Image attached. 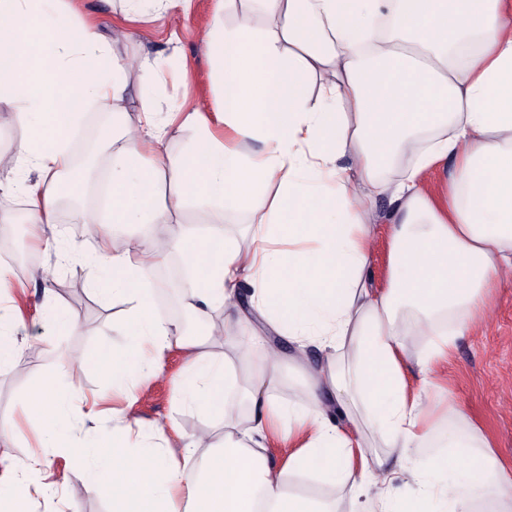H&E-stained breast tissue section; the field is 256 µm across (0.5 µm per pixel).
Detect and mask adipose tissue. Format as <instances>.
I'll use <instances>...</instances> for the list:
<instances>
[{
    "label": "adipose tissue",
    "instance_id": "adipose-tissue-1",
    "mask_svg": "<svg viewBox=\"0 0 512 512\" xmlns=\"http://www.w3.org/2000/svg\"><path fill=\"white\" fill-rule=\"evenodd\" d=\"M78 0H0V109L28 129L0 164L35 170L21 180L24 217L39 242L63 260L90 269L96 294L122 299L129 345L104 350L99 363L113 386L144 377L178 332L155 312L156 259L166 241L116 248L114 224H161L168 209L158 180L173 182L179 202L204 200L259 212L249 246L229 238L221 222L198 250L186 230L177 243L191 270L195 296L224 308L232 336L209 333L191 344L177 389L190 409L224 417L221 444L174 454L158 442L128 447L121 428L111 440L78 443L71 435L64 375L45 378L25 410L41 427L46 447L73 457L88 489L112 502V512H336V506L291 491L261 449L265 424L285 431L314 427L313 437L288 460L289 471L315 477L376 505L378 512H512V465L502 461L479 428L461 432L427 471L410 467L412 449L433 431L430 400L410 390L403 373L406 340L432 336L421 372L449 353L451 338L469 332L491 309L496 288L512 271V0H253L271 27L250 18L223 29L207 52L222 77L213 113L239 145L202 135L188 157L145 166V137L162 142L151 97L140 98L138 130L117 106L125 98V67L95 23L72 29ZM323 75L317 105L305 95L306 73ZM112 113L106 146L120 164L108 179L104 230L96 249L67 248L57 214L72 185L75 161L65 147L89 107ZM262 143L255 154L246 146ZM349 166H341L340 158ZM453 160L448 209L433 206L420 186L430 167ZM279 192L266 201V190ZM387 198L389 210L375 208ZM392 227L389 284L377 291L366 275L377 225ZM313 241L310 250L278 249L281 238ZM250 275L255 302L238 301ZM417 308L402 320L401 305ZM287 337L298 348L308 400L295 408L279 398V370L265 354L266 337ZM316 344L337 357L307 363ZM225 348L216 355L214 346ZM245 377L230 374V360ZM253 410L239 430L241 404ZM0 469V512H31L34 475ZM420 490L394 499L398 478Z\"/></svg>",
    "mask_w": 512,
    "mask_h": 512
}]
</instances>
